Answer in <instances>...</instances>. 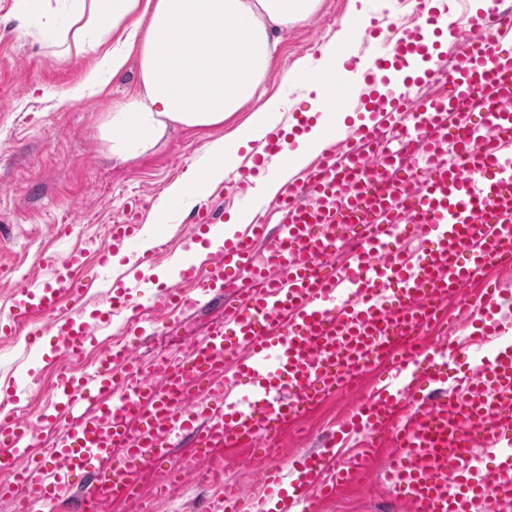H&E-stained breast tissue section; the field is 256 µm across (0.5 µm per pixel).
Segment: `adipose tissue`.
I'll return each instance as SVG.
<instances>
[{"label":"adipose tissue","instance_id":"adipose-tissue-1","mask_svg":"<svg viewBox=\"0 0 512 512\" xmlns=\"http://www.w3.org/2000/svg\"><path fill=\"white\" fill-rule=\"evenodd\" d=\"M321 0H13L14 19L36 16L42 33L56 40L65 55L96 54L95 65L63 99L79 101L100 94L137 56L138 87L112 103L103 132L115 161L125 162L154 149L171 128H212L244 106H251L247 133L215 140L204 148L202 164L165 189L156 208L162 224L172 208L203 198L207 188L232 170L252 134L268 132L288 110L287 97L264 96L265 81L280 32L308 20ZM364 8H353L338 39L321 50L316 64L301 63L294 83L315 96L320 119L286 148L282 179L294 176L309 155L335 137L328 120L336 101L307 73L328 75L351 55L356 21Z\"/></svg>","mask_w":512,"mask_h":512}]
</instances>
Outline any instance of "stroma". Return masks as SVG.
Returning <instances> with one entry per match:
<instances>
[{
    "label": "stroma",
    "instance_id": "35a3bbf8",
    "mask_svg": "<svg viewBox=\"0 0 512 512\" xmlns=\"http://www.w3.org/2000/svg\"><path fill=\"white\" fill-rule=\"evenodd\" d=\"M11 4L12 0H0V267L11 270L9 277H0V320L9 317L14 282L51 276V266L40 261L43 254L62 258L76 248L94 249L106 242L109 224L122 219L127 208L139 206L142 228L120 250L112 269L99 271L82 308L88 317L101 308L108 292L134 280L138 268L133 256L142 252L145 241L161 236L168 243L167 250L157 255L154 271L190 262L187 225L156 223L155 207L164 190L201 159L207 142L246 129L251 110L243 108L219 128L170 131L154 150L116 162L102 126L113 100L136 87L137 60H130L123 75L101 95L61 104L62 94L81 82L96 57L63 55L60 46L41 36L35 20L21 27L10 19ZM351 8L352 0H323L311 18L282 35L265 86L268 94L287 92L295 101L276 128L287 139L302 135L315 119L309 114V101L287 83L286 75L304 59L319 58ZM213 192L222 197L225 213L245 210L257 221L273 226L279 221L269 201L240 195L233 175H226ZM224 316L223 302L214 300L175 312L168 322L145 320L136 325L117 318L98 341L104 344L115 336L126 337L136 343L138 356L146 364L159 356H181ZM50 350L47 340L33 351L25 339L0 338V387L29 374L38 381L35 389L19 395L20 405L33 418L51 401L59 370L82 368L81 363L65 358L50 359ZM352 403L351 394L338 390L306 414L302 429L283 430L279 464L286 481L297 478L294 458L326 447ZM254 454L251 448H235L223 462L206 463L159 499L153 512H207L226 489L238 500L241 512H255L261 484ZM385 462V454H378L369 476L356 480L334 499L314 503L313 512H407L380 475Z\"/></svg>",
    "mask_w": 512,
    "mask_h": 512
}]
</instances>
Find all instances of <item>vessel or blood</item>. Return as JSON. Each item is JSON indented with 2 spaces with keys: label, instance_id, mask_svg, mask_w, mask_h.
<instances>
[{
  "label": "vessel or blood",
  "instance_id": "1",
  "mask_svg": "<svg viewBox=\"0 0 512 512\" xmlns=\"http://www.w3.org/2000/svg\"><path fill=\"white\" fill-rule=\"evenodd\" d=\"M471 33L455 44L453 72L438 61L426 70L443 94L370 100L372 124L325 149L278 194L276 232L250 224L209 254L200 295L232 289L229 313L182 358L144 366L132 345L106 346L92 371L58 376L52 412L1 413L0 502L33 512L72 496L82 512H99L105 497L134 498L148 471L181 476L214 453L260 447L270 497L300 507L311 489L328 496L362 475L387 443V478L411 512H472L479 501L501 512L512 501V347L493 348L447 396L421 394L447 378L452 358L446 346L419 347L420 336L449 301L483 316L497 291L476 295L472 283L512 264V13ZM369 36L383 48L360 78L329 82L341 110L359 82L404 65L417 39L392 24ZM222 209L218 201L199 209L191 235L210 233ZM139 230L132 213L112 224L98 266ZM89 283L80 251L54 263L50 280L16 282L8 333L35 324L36 335L53 337L54 356L74 358L101 324L136 316L138 303L122 294L91 319L60 315L63 303L80 305ZM189 303L173 287L151 308L165 320ZM386 362L384 385L357 398L340 427L362 439L350 466L336 467L327 448L303 457L297 481L283 483L277 431ZM37 443L50 456L35 454ZM477 446L499 459L484 475Z\"/></svg>",
  "mask_w": 512,
  "mask_h": 512
}]
</instances>
